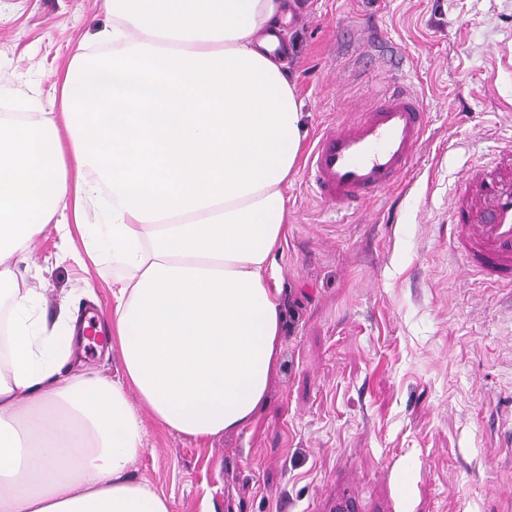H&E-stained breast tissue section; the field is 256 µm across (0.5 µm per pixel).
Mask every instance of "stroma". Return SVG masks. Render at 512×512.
I'll return each mask as SVG.
<instances>
[{"label": "stroma", "instance_id": "obj_1", "mask_svg": "<svg viewBox=\"0 0 512 512\" xmlns=\"http://www.w3.org/2000/svg\"><path fill=\"white\" fill-rule=\"evenodd\" d=\"M287 65L304 150L399 83L427 114L413 166L333 212L296 168L280 367L256 424L205 442L145 418L135 470L173 512H512V290L467 274L451 239L466 167L512 134V0H288ZM103 0H0V113L47 112L77 46L96 52ZM28 278L47 319L112 317V260L83 268L46 231ZM92 297H84L85 284Z\"/></svg>", "mask_w": 512, "mask_h": 512}]
</instances>
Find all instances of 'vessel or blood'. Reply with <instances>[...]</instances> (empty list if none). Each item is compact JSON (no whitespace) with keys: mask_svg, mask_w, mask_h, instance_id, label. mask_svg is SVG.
I'll return each mask as SVG.
<instances>
[{"mask_svg":"<svg viewBox=\"0 0 512 512\" xmlns=\"http://www.w3.org/2000/svg\"><path fill=\"white\" fill-rule=\"evenodd\" d=\"M425 128V112L404 90H384L371 110L320 136L307 160L311 188L336 211L350 210L408 170ZM451 223L468 270L512 287V135L500 142L494 162L465 172Z\"/></svg>","mask_w":512,"mask_h":512,"instance_id":"obj_1","label":"vessel or blood"}]
</instances>
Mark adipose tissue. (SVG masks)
<instances>
[{
  "instance_id": "1",
  "label": "adipose tissue",
  "mask_w": 512,
  "mask_h": 512,
  "mask_svg": "<svg viewBox=\"0 0 512 512\" xmlns=\"http://www.w3.org/2000/svg\"><path fill=\"white\" fill-rule=\"evenodd\" d=\"M104 5L111 53L77 47L56 109L0 114V512H173L133 474L144 416L198 441L237 433L278 373L282 188L304 137L270 55L284 0ZM49 228L84 264L112 255L117 379L64 371L80 321L30 302L17 266Z\"/></svg>"
}]
</instances>
